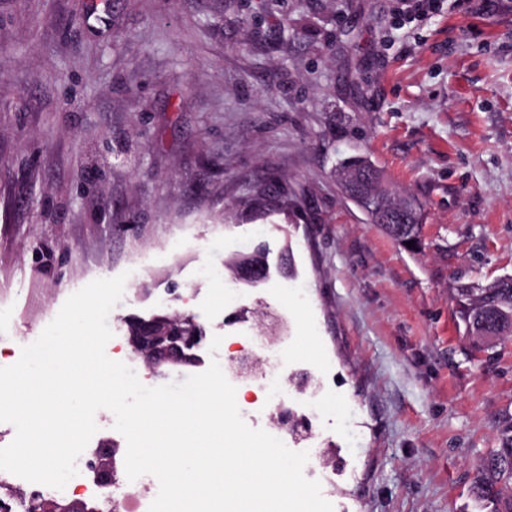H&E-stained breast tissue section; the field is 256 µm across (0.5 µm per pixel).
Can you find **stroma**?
Segmentation results:
<instances>
[{
	"instance_id": "obj_1",
	"label": "stroma",
	"mask_w": 512,
	"mask_h": 512,
	"mask_svg": "<svg viewBox=\"0 0 512 512\" xmlns=\"http://www.w3.org/2000/svg\"><path fill=\"white\" fill-rule=\"evenodd\" d=\"M97 2L0 0V354L127 270L121 339L189 314L233 338L224 365L259 305L289 374L335 378L314 421L334 512H486L512 336L476 350L454 294L512 277V0ZM354 156L419 201L418 246L344 195ZM259 244L295 278L235 280Z\"/></svg>"
}]
</instances>
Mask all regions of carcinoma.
Here are the masks:
<instances>
[{"instance_id":"obj_1","label":"carcinoma","mask_w":512,"mask_h":512,"mask_svg":"<svg viewBox=\"0 0 512 512\" xmlns=\"http://www.w3.org/2000/svg\"><path fill=\"white\" fill-rule=\"evenodd\" d=\"M371 183L343 182L345 193L367 214L372 224L381 225L390 233L388 225L380 224V209L405 207L412 213L417 226L415 236H421L418 206L414 199L403 198L385 187L379 170ZM457 314L466 332L482 343H489L512 335V278L505 277L486 285L461 284L456 288ZM473 494L489 512H512V435L505 433L500 447L482 462L473 485Z\"/></svg>"}]
</instances>
